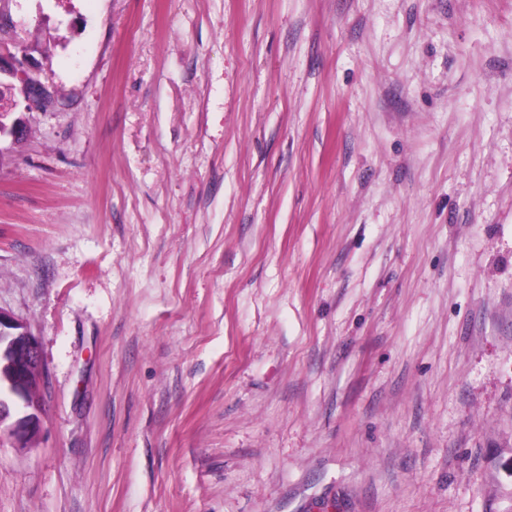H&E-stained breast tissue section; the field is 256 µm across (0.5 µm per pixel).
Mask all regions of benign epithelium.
<instances>
[{"mask_svg":"<svg viewBox=\"0 0 512 512\" xmlns=\"http://www.w3.org/2000/svg\"><path fill=\"white\" fill-rule=\"evenodd\" d=\"M5 74L20 82L10 83L7 89L18 91L0 100V138L14 137L19 124H8L5 119L25 103L28 111L46 106L49 93L40 79L38 70L31 67L27 56L17 55L6 48L0 49V75ZM12 369L6 384L0 383V424H8V434L19 439L33 437L40 427L42 407L37 394L42 381V370L36 337L18 320L0 311V362Z\"/></svg>","mask_w":512,"mask_h":512,"instance_id":"benign-epithelium-1","label":"benign epithelium"}]
</instances>
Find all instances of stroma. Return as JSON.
<instances>
[{
  "label": "stroma",
  "instance_id": "stroma-1",
  "mask_svg": "<svg viewBox=\"0 0 512 512\" xmlns=\"http://www.w3.org/2000/svg\"><path fill=\"white\" fill-rule=\"evenodd\" d=\"M0 12V512H512V0ZM5 74L13 80H18L20 86L17 88L19 98H15L16 85L14 83L6 84L10 90V98L2 97L0 101V139L4 136L16 137L19 132V124L12 122L8 125L4 120L17 108L20 102L25 103L27 111L41 110L46 106L49 93L40 79L38 70L31 67L27 61L26 54L12 53L10 50L1 46L0 49V86L2 89L1 76ZM2 361L12 374L6 384L0 383V424L8 422V434L18 439L32 438L39 430L42 412L37 396L42 381L38 342L20 321L0 311Z\"/></svg>",
  "mask_w": 512,
  "mask_h": 512
}]
</instances>
